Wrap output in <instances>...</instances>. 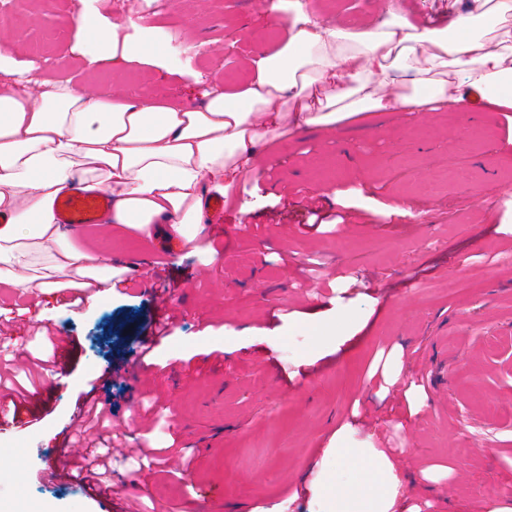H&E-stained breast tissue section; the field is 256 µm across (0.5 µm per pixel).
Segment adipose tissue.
Returning a JSON list of instances; mask_svg holds the SVG:
<instances>
[{
  "label": "adipose tissue",
  "instance_id": "1",
  "mask_svg": "<svg viewBox=\"0 0 512 512\" xmlns=\"http://www.w3.org/2000/svg\"><path fill=\"white\" fill-rule=\"evenodd\" d=\"M288 21L279 47L252 56L232 90L194 102L104 94L49 82L0 57V284L97 296L119 273L99 250L70 245L56 204L74 188L111 193L108 223L153 237L161 225L194 242L207 190L228 192L255 172V148L299 124L329 126L343 112H441L467 90L512 107V0H471L446 26L398 16L373 28L322 24L299 0H275ZM87 69L140 63L169 70L166 47L132 20L84 16L73 32ZM399 478L367 468L344 512H391Z\"/></svg>",
  "mask_w": 512,
  "mask_h": 512
}]
</instances>
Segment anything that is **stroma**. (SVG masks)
<instances>
[{"label": "stroma", "mask_w": 512, "mask_h": 512, "mask_svg": "<svg viewBox=\"0 0 512 512\" xmlns=\"http://www.w3.org/2000/svg\"><path fill=\"white\" fill-rule=\"evenodd\" d=\"M274 0H0L20 68L135 95L189 97L196 81L248 82L245 60L276 48ZM328 26H371L396 10L447 23L467 0H302ZM129 16L194 75L158 82L145 65L81 70L80 17ZM258 172L224 199V221L160 259L168 237L99 236L127 270L112 294L67 305L0 288V358L74 353L42 419L0 420V512H106L72 484L43 480L78 403L112 412L124 448L162 449L143 512H332L385 456L419 512H491L512 501V115L464 108L411 117L362 112L302 125L256 147ZM346 223L315 224L312 209ZM169 333L140 354L145 327ZM385 381L375 379L377 361ZM121 371L111 376L108 364Z\"/></svg>", "instance_id": "stroma-1"}]
</instances>
